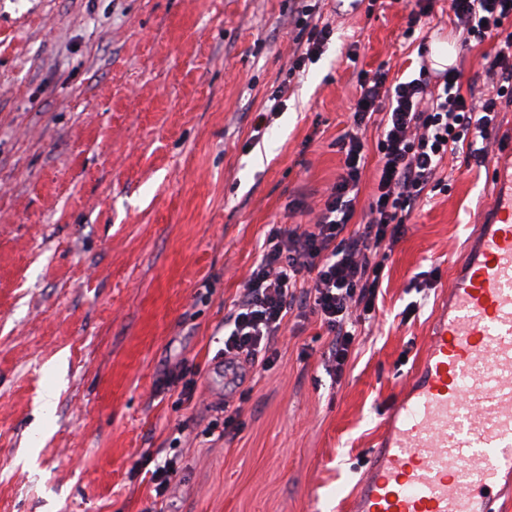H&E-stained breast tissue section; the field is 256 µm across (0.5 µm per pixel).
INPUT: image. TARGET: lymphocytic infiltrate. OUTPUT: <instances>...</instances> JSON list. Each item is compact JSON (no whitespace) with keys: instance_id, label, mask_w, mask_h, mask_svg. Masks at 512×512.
<instances>
[{"instance_id":"f902f5d3","label":"lymphocytic infiltrate","mask_w":512,"mask_h":512,"mask_svg":"<svg viewBox=\"0 0 512 512\" xmlns=\"http://www.w3.org/2000/svg\"><path fill=\"white\" fill-rule=\"evenodd\" d=\"M464 44L497 36L512 18V0H450ZM491 91L463 98L457 68L421 65L417 77L389 81L378 69L357 75L352 127L342 140V172L323 202L307 208L308 223L271 225L259 261L224 318V356L270 368L288 328V313L314 314L331 337L329 368L343 374L355 339L353 325L378 306L385 261L405 217L425 192L442 188L440 169L466 149L483 156L501 104H512V34L484 54ZM377 131L378 181L361 224L349 229L359 193L368 127Z\"/></svg>"}]
</instances>
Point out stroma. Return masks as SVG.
<instances>
[{"label": "stroma", "mask_w": 512, "mask_h": 512, "mask_svg": "<svg viewBox=\"0 0 512 512\" xmlns=\"http://www.w3.org/2000/svg\"><path fill=\"white\" fill-rule=\"evenodd\" d=\"M335 20L288 76L304 6ZM462 94L487 83L448 0ZM403 0H0V512H343L382 413L422 360L450 265L512 142L448 160L411 212L342 378L316 318L274 363L224 359V317L270 225L302 224L343 162L354 72L416 76ZM282 112L255 118L278 86ZM189 368L191 401L172 373ZM57 396L48 415L47 389ZM242 427L205 435L225 406ZM173 459L158 498L140 464Z\"/></svg>", "instance_id": "stroma-1"}]
</instances>
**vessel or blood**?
<instances>
[{
  "label": "vessel or blood",
  "instance_id": "vessel-or-blood-1",
  "mask_svg": "<svg viewBox=\"0 0 512 512\" xmlns=\"http://www.w3.org/2000/svg\"><path fill=\"white\" fill-rule=\"evenodd\" d=\"M429 326L424 364L385 411L348 512H498L512 474V152Z\"/></svg>",
  "mask_w": 512,
  "mask_h": 512
}]
</instances>
